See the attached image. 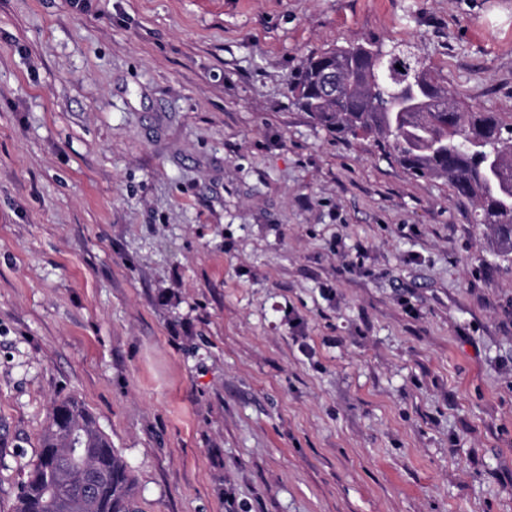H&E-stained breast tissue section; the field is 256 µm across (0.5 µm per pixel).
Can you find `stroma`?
<instances>
[{
    "label": "stroma",
    "instance_id": "obj_1",
    "mask_svg": "<svg viewBox=\"0 0 512 512\" xmlns=\"http://www.w3.org/2000/svg\"><path fill=\"white\" fill-rule=\"evenodd\" d=\"M368 40L512 116V0H0V512L67 397L140 512H512V262L288 92Z\"/></svg>",
    "mask_w": 512,
    "mask_h": 512
}]
</instances>
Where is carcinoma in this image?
I'll return each instance as SVG.
<instances>
[{"instance_id": "1", "label": "carcinoma", "mask_w": 512, "mask_h": 512, "mask_svg": "<svg viewBox=\"0 0 512 512\" xmlns=\"http://www.w3.org/2000/svg\"><path fill=\"white\" fill-rule=\"evenodd\" d=\"M339 58L371 76L377 104L369 106L354 93L322 97L323 72ZM288 85L293 104L326 130L373 136L384 155L412 175L448 179L456 198L475 204V223L493 227L503 257L512 255L511 121L451 100L452 111H434L448 91L410 47L387 49L378 41L312 55ZM73 434L83 439L77 450L68 445ZM16 512H138L126 461L77 401L53 406Z\"/></svg>"}]
</instances>
